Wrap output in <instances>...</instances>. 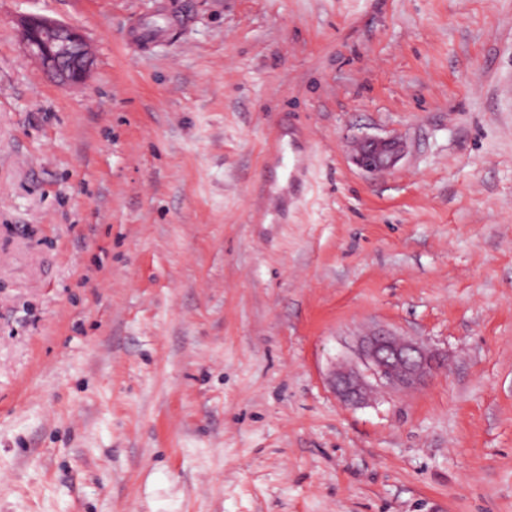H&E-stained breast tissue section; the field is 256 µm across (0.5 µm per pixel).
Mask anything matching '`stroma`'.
Instances as JSON below:
<instances>
[{
    "label": "stroma",
    "instance_id": "1",
    "mask_svg": "<svg viewBox=\"0 0 512 512\" xmlns=\"http://www.w3.org/2000/svg\"><path fill=\"white\" fill-rule=\"evenodd\" d=\"M0 512H512V0H0ZM18 28L27 54L39 61L54 82L73 86L88 78L94 59L81 31L38 15L22 16ZM405 152L406 145L398 138L364 136L355 141L353 162L363 172L376 174L393 169ZM358 346L365 372L341 365L331 379L336 396L346 404L357 405L365 400L373 386L367 377L392 388L409 389L423 382L439 362L437 355L421 342L381 328L361 336Z\"/></svg>",
    "mask_w": 512,
    "mask_h": 512
}]
</instances>
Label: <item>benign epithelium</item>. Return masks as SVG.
Here are the masks:
<instances>
[{
    "label": "benign epithelium",
    "instance_id": "1",
    "mask_svg": "<svg viewBox=\"0 0 512 512\" xmlns=\"http://www.w3.org/2000/svg\"><path fill=\"white\" fill-rule=\"evenodd\" d=\"M18 28L27 54L39 61L54 82L73 86L88 78L94 59L81 31L38 15L21 17ZM405 152L406 145L398 138L364 136L355 141L353 162L363 172L376 174L393 169ZM358 346L365 372L341 365L331 379L336 396L346 404L362 403L373 380L392 388H412L439 362L422 343L381 328L360 337Z\"/></svg>",
    "mask_w": 512,
    "mask_h": 512
}]
</instances>
